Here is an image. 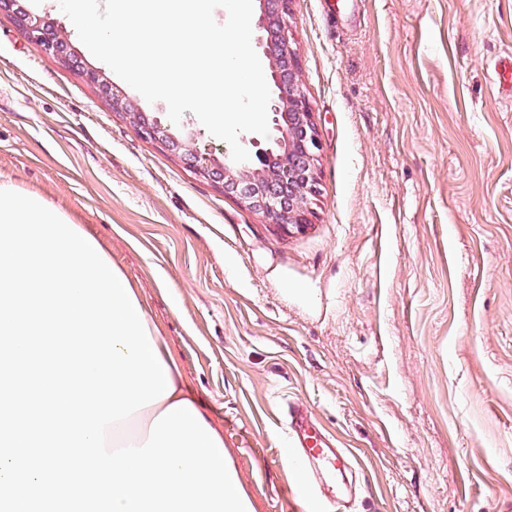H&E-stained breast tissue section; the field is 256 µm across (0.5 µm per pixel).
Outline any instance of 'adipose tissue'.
Instances as JSON below:
<instances>
[{
  "instance_id": "1",
  "label": "adipose tissue",
  "mask_w": 512,
  "mask_h": 512,
  "mask_svg": "<svg viewBox=\"0 0 512 512\" xmlns=\"http://www.w3.org/2000/svg\"><path fill=\"white\" fill-rule=\"evenodd\" d=\"M162 359L169 368V376L174 386V392L170 397L155 403V405L136 411L131 416L105 425L103 435L106 451H114L131 445L143 446L149 437L150 425L161 412L174 402L189 399L190 393L180 369L171 356L167 347H160Z\"/></svg>"
}]
</instances>
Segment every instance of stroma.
Listing matches in <instances>:
<instances>
[{
    "label": "stroma",
    "instance_id": "stroma-1",
    "mask_svg": "<svg viewBox=\"0 0 512 512\" xmlns=\"http://www.w3.org/2000/svg\"><path fill=\"white\" fill-rule=\"evenodd\" d=\"M147 116L165 112L95 58ZM317 124L304 229L147 139L0 13V179L95 235L224 433L253 512H336L287 435L355 459L350 512H512V0H291ZM288 429L289 438L305 456L312 459H329L333 472L342 471L349 464L345 450L329 448L301 411L290 412Z\"/></svg>",
    "mask_w": 512,
    "mask_h": 512
}]
</instances>
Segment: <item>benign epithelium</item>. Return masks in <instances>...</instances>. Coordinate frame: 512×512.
I'll return each mask as SVG.
<instances>
[{
  "instance_id": "obj_1",
  "label": "benign epithelium",
  "mask_w": 512,
  "mask_h": 512,
  "mask_svg": "<svg viewBox=\"0 0 512 512\" xmlns=\"http://www.w3.org/2000/svg\"><path fill=\"white\" fill-rule=\"evenodd\" d=\"M290 0H255L256 46L267 63L272 87L268 117L280 136L270 147L250 140L254 151L250 159L237 163L224 152L218 161L197 146L193 134H180L170 119L149 120L137 103L110 93L112 110L123 114L139 133L157 139L189 156L203 177L223 185L248 209L261 214L268 223L291 224L297 228L308 223L312 197L317 193V130L308 100L301 87L298 50L290 31ZM14 17L21 34L42 51L65 64L77 65V58L66 33L47 17L19 7L18 0H0V13Z\"/></svg>"
}]
</instances>
